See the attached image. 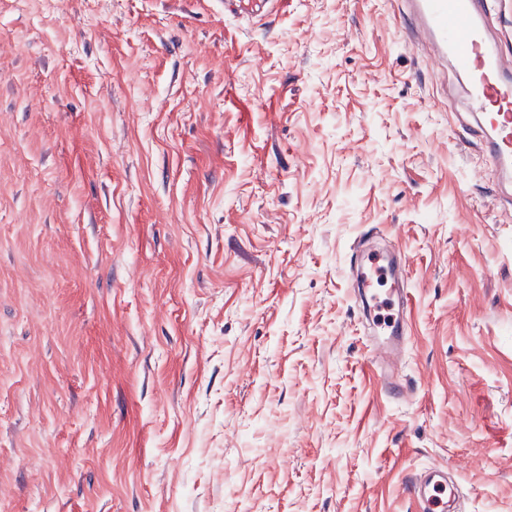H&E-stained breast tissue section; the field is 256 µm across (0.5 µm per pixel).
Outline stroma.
Masks as SVG:
<instances>
[{"mask_svg": "<svg viewBox=\"0 0 512 512\" xmlns=\"http://www.w3.org/2000/svg\"><path fill=\"white\" fill-rule=\"evenodd\" d=\"M401 11L0 0V512H512V215ZM281 4L283 0H226L224 11L250 21L276 11ZM368 260L383 265L386 275L395 280L399 288L391 295L388 305L390 310L397 304V313H391L386 326L384 336L374 337L371 341L372 362L387 372V380L391 389L396 394H403L405 386L398 376V363L402 356L407 329L403 319V310L407 306V294L405 289L400 288L406 279V262L401 257H389L384 261L379 253H366L360 257V266L363 261ZM448 472L440 466H431L422 471L410 485V491L423 505L422 512H446L451 510L449 503L454 499L448 498L446 490L448 489Z\"/></svg>", "mask_w": 512, "mask_h": 512, "instance_id": "stroma-1", "label": "stroma"}]
</instances>
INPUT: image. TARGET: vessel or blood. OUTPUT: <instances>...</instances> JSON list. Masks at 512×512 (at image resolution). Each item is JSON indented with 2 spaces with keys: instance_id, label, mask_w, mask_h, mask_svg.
<instances>
[{
  "instance_id": "vessel-or-blood-1",
  "label": "vessel or blood",
  "mask_w": 512,
  "mask_h": 512,
  "mask_svg": "<svg viewBox=\"0 0 512 512\" xmlns=\"http://www.w3.org/2000/svg\"><path fill=\"white\" fill-rule=\"evenodd\" d=\"M283 0H225L224 9L235 17L254 20L276 11ZM408 33L427 47L438 67L452 72L464 99L465 110L458 113L462 127H473L481 152L499 175L498 197L512 201V57L504 54L493 34L487 0H403ZM369 261L382 263L386 275L397 288L390 304L391 314L385 335L373 338L372 361L387 374L388 384L398 394L405 386L398 375L407 329L401 313L408 300L402 287L406 263L402 258H381L372 253ZM448 474L431 466L410 486L423 512H448Z\"/></svg>"
}]
</instances>
